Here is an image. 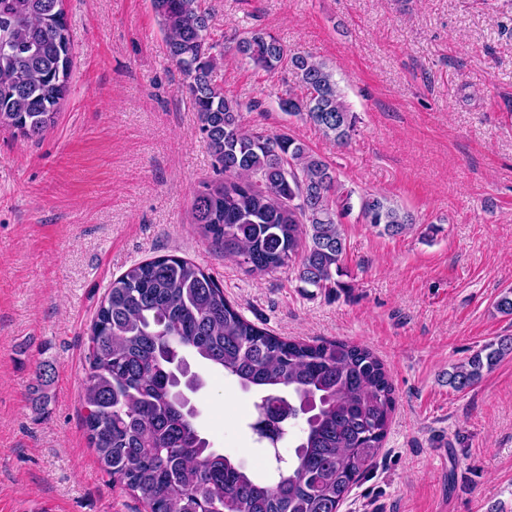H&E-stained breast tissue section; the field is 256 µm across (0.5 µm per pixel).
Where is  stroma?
Wrapping results in <instances>:
<instances>
[{
	"label": "stroma",
	"instance_id": "obj_1",
	"mask_svg": "<svg viewBox=\"0 0 512 512\" xmlns=\"http://www.w3.org/2000/svg\"><path fill=\"white\" fill-rule=\"evenodd\" d=\"M224 45L214 73L241 123L288 132L345 189L417 219L388 236L342 219V286L320 293L293 267L265 275L200 238L191 203L216 177L184 74L150 0H64L69 96L43 136L0 131V512H145L90 448L80 404L91 325L113 278L175 254L203 267L274 335L344 340L385 363L396 408L384 446L340 512H512V355L457 392L450 367L512 336L496 300L512 288V0H205ZM254 30L335 72L358 118L346 146L283 112L289 68L235 49ZM201 435L247 468L291 456L251 425L259 396L198 359ZM51 373L47 402L34 390Z\"/></svg>",
	"mask_w": 512,
	"mask_h": 512
}]
</instances>
